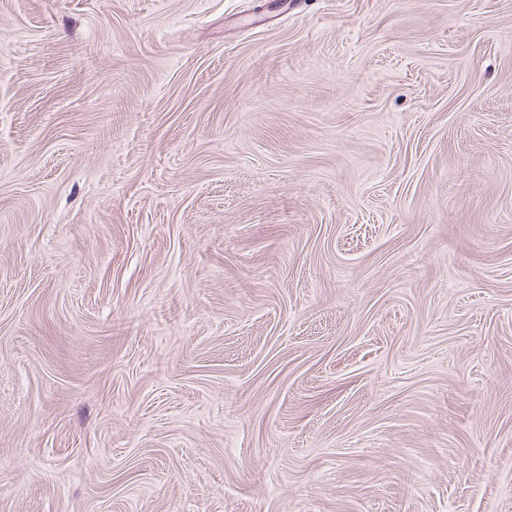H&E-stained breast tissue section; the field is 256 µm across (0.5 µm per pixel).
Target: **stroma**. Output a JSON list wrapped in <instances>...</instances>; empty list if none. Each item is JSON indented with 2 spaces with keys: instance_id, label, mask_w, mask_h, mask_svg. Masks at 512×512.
I'll return each instance as SVG.
<instances>
[{
  "instance_id": "obj_1",
  "label": "stroma",
  "mask_w": 512,
  "mask_h": 512,
  "mask_svg": "<svg viewBox=\"0 0 512 512\" xmlns=\"http://www.w3.org/2000/svg\"><path fill=\"white\" fill-rule=\"evenodd\" d=\"M0 512H512V0H0Z\"/></svg>"
}]
</instances>
